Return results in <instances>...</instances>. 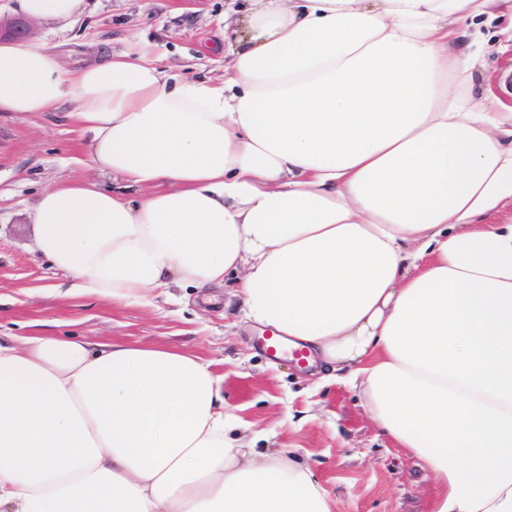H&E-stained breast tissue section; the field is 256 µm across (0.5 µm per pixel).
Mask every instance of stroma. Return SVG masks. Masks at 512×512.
<instances>
[{
	"label": "stroma",
	"mask_w": 512,
	"mask_h": 512,
	"mask_svg": "<svg viewBox=\"0 0 512 512\" xmlns=\"http://www.w3.org/2000/svg\"><path fill=\"white\" fill-rule=\"evenodd\" d=\"M227 0H83L75 23L36 22L35 35L73 65L105 48L149 44L169 74L224 79ZM512 73V35L491 40L476 74L479 93L512 105L502 76ZM87 153L66 109L0 112V334L77 336L156 345L211 362L224 377L228 412L256 433V449L306 461L334 512H431L437 488L423 464L369 418L355 391L325 381V369L269 359L264 330L241 320L236 285L172 288L141 305L68 293V277L35 249L34 214L43 189L87 179L139 199L122 179L83 165Z\"/></svg>",
	"instance_id": "stroma-1"
}]
</instances>
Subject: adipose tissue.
Here are the masks:
<instances>
[{
	"label": "adipose tissue",
	"mask_w": 512,
	"mask_h": 512,
	"mask_svg": "<svg viewBox=\"0 0 512 512\" xmlns=\"http://www.w3.org/2000/svg\"><path fill=\"white\" fill-rule=\"evenodd\" d=\"M82 0H11L72 23ZM512 0H250L224 82L147 48L66 68L0 43V112L68 117L97 168L39 197L72 292L141 304L241 272L245 321L307 349L432 474L433 512H512V108L473 94ZM0 512H333L259 451L224 378L160 346L0 337Z\"/></svg>",
	"instance_id": "ef3b65f1"
}]
</instances>
